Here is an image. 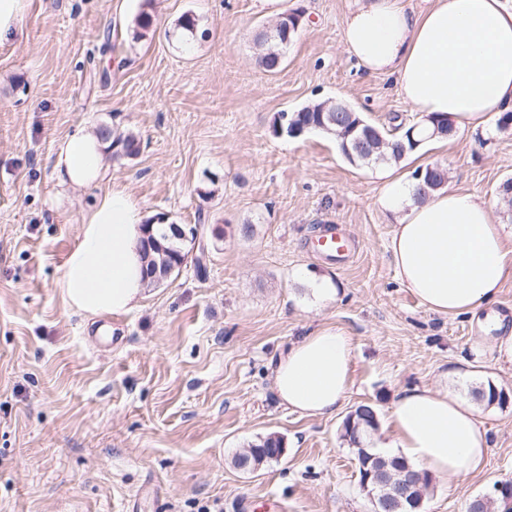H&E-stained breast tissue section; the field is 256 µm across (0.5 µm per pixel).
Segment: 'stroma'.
<instances>
[{
	"mask_svg": "<svg viewBox=\"0 0 512 512\" xmlns=\"http://www.w3.org/2000/svg\"><path fill=\"white\" fill-rule=\"evenodd\" d=\"M29 0L0 40V512H374L344 422L372 406L381 431L405 388L492 383L482 407L491 451L480 472L433 478L422 512H466L469 498L512 481V365L478 319L428 311L400 285L391 220L375 206L376 166L350 164L333 135L274 134L278 113L342 99L384 131L414 124L391 78L358 68L343 46L356 0ZM299 9L302 27L278 72L257 62V34ZM195 33L179 30L184 15ZM106 125L141 141L130 160L104 155L108 183L145 215L201 223L206 269L186 263L141 305L99 324L68 311L57 281L97 189H62L61 140ZM439 163L448 186L484 197L512 226V131L425 142L393 164L412 180ZM338 226L347 263L313 251ZM335 301L315 303L310 279ZM334 325L356 348L335 417L281 405L270 363L299 337ZM482 348L475 358L474 348ZM278 436L284 454L256 471L239 452Z\"/></svg>",
	"mask_w": 512,
	"mask_h": 512,
	"instance_id": "stroma-1",
	"label": "stroma"
}]
</instances>
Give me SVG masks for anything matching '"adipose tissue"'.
I'll list each match as a JSON object with an SVG mask.
<instances>
[{"label": "adipose tissue", "instance_id": "adipose-tissue-1", "mask_svg": "<svg viewBox=\"0 0 512 512\" xmlns=\"http://www.w3.org/2000/svg\"><path fill=\"white\" fill-rule=\"evenodd\" d=\"M343 43L360 67L393 78L422 123L445 119L462 131H484L512 112V7L505 0H426L418 12L405 0H362L345 22ZM104 147L97 130H77L53 165L63 189H102L58 281L65 307L88 320L133 310L149 282L145 215L127 186L105 185ZM376 203L393 218L387 250L396 278L428 310L476 314L512 276V229L496 223L482 197L443 188L421 200L413 184L390 177ZM354 359L351 337L322 327L272 362V387L291 411L333 417L350 389ZM389 424L377 454L440 477L464 479L490 452L477 406L447 387L402 390Z\"/></svg>", "mask_w": 512, "mask_h": 512}]
</instances>
